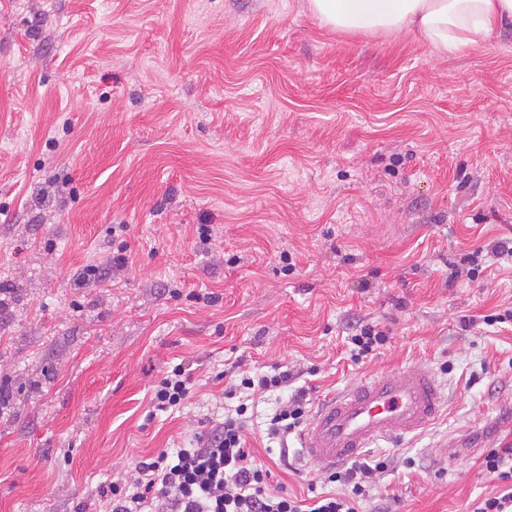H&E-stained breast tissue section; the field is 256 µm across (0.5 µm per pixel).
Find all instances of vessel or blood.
<instances>
[{
  "mask_svg": "<svg viewBox=\"0 0 512 512\" xmlns=\"http://www.w3.org/2000/svg\"><path fill=\"white\" fill-rule=\"evenodd\" d=\"M435 378L412 366L362 379L331 397L302 434L306 456L332 466L356 458L382 441L423 431L439 416Z\"/></svg>",
  "mask_w": 512,
  "mask_h": 512,
  "instance_id": "b4317fda",
  "label": "vessel or blood"
}]
</instances>
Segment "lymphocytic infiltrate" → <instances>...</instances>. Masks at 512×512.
I'll return each instance as SVG.
<instances>
[{
  "instance_id": "obj_1",
  "label": "lymphocytic infiltrate",
  "mask_w": 512,
  "mask_h": 512,
  "mask_svg": "<svg viewBox=\"0 0 512 512\" xmlns=\"http://www.w3.org/2000/svg\"><path fill=\"white\" fill-rule=\"evenodd\" d=\"M296 378L288 369L269 375L241 372L226 393L231 404L223 422L195 436L188 447L137 462L132 482L108 485L102 495L110 512H360L387 460L329 471L326 483L340 484V491L332 489L307 504L283 489H269L267 471L245 446L244 433L253 421L249 402L255 395L275 398L264 421L268 440L286 444L306 423L305 393L290 389ZM190 389V377L174 367L155 386L151 403L162 412L180 410Z\"/></svg>"
}]
</instances>
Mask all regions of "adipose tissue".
Listing matches in <instances>:
<instances>
[{
  "label": "adipose tissue",
  "mask_w": 512,
  "mask_h": 512,
  "mask_svg": "<svg viewBox=\"0 0 512 512\" xmlns=\"http://www.w3.org/2000/svg\"><path fill=\"white\" fill-rule=\"evenodd\" d=\"M309 9L336 32L407 34L441 56L483 44L512 20V0H309Z\"/></svg>",
  "instance_id": "adipose-tissue-1"
}]
</instances>
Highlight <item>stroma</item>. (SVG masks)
Returning a JSON list of instances; mask_svg holds the SVG:
<instances>
[{"label": "stroma", "mask_w": 512, "mask_h": 512, "mask_svg": "<svg viewBox=\"0 0 512 512\" xmlns=\"http://www.w3.org/2000/svg\"><path fill=\"white\" fill-rule=\"evenodd\" d=\"M208 239H201V227ZM512 24L439 57L306 0H0V512H105L103 485L224 416L228 369L299 371L310 411L429 371L443 407L362 512H466L512 448ZM129 266L78 285L119 246ZM357 321L389 336L351 361ZM189 368L179 412L153 386ZM259 433L269 483L324 466Z\"/></svg>", "instance_id": "obj_1"}]
</instances>
